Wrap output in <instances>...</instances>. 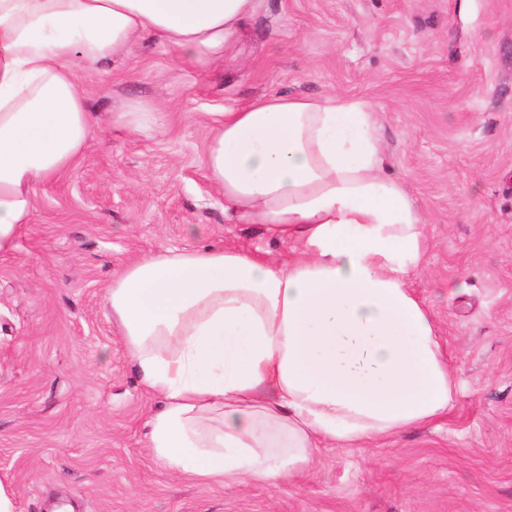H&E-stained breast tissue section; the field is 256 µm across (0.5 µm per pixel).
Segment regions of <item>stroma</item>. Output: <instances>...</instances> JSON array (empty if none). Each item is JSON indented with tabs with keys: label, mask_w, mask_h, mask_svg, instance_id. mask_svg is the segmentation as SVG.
Wrapping results in <instances>:
<instances>
[{
	"label": "stroma",
	"mask_w": 512,
	"mask_h": 512,
	"mask_svg": "<svg viewBox=\"0 0 512 512\" xmlns=\"http://www.w3.org/2000/svg\"><path fill=\"white\" fill-rule=\"evenodd\" d=\"M98 121L84 154L36 187L0 255V483L15 512H512V0H264L233 56L181 63L160 38L80 64ZM372 104L393 173L426 220L410 284L454 379L446 417L314 451L277 486L208 487L144 446L160 406L105 305L161 250L298 241L235 224L204 156L225 108L267 95ZM150 102L157 125L112 128Z\"/></svg>",
	"instance_id": "35a3bbf8"
}]
</instances>
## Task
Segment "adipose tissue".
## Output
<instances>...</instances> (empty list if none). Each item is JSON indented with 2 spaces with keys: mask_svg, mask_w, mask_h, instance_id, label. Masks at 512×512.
Masks as SVG:
<instances>
[{
  "mask_svg": "<svg viewBox=\"0 0 512 512\" xmlns=\"http://www.w3.org/2000/svg\"><path fill=\"white\" fill-rule=\"evenodd\" d=\"M259 0H0V254L36 187L85 151L97 116L76 69L144 35L181 60L232 49ZM206 169L224 212L273 239L166 250L126 266L106 295L147 391L146 446L207 485L292 476L314 448H351L447 415L453 382L432 312L410 286L425 220L389 173L370 105L342 94L230 107Z\"/></svg>",
  "mask_w": 512,
  "mask_h": 512,
  "instance_id": "ef3b65f1",
  "label": "adipose tissue"
}]
</instances>
